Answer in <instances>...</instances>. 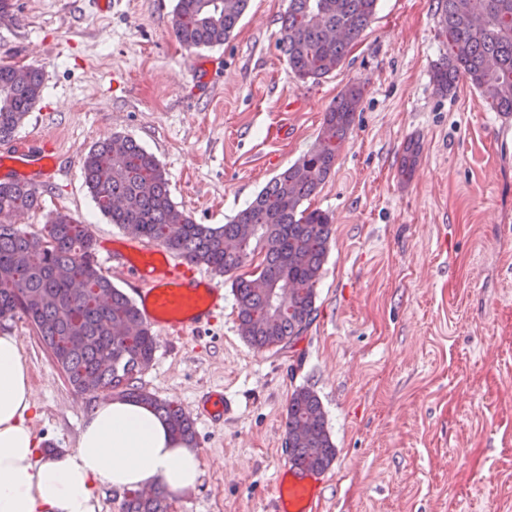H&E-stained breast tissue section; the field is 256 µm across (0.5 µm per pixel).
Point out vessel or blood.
<instances>
[{
	"label": "vessel or blood",
	"instance_id": "obj_1",
	"mask_svg": "<svg viewBox=\"0 0 512 512\" xmlns=\"http://www.w3.org/2000/svg\"><path fill=\"white\" fill-rule=\"evenodd\" d=\"M111 263L136 285L144 322L162 335L197 332L224 307L222 288L206 272L149 242H136L130 254L113 251ZM226 409L223 392L214 391L200 400L196 413L220 424ZM319 501L316 474L291 465L278 470L274 512H316Z\"/></svg>",
	"mask_w": 512,
	"mask_h": 512
}]
</instances>
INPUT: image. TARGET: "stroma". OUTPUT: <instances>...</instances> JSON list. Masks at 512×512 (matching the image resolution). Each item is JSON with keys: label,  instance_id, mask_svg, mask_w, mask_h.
Returning <instances> with one entry per match:
<instances>
[{"label": "stroma", "instance_id": "stroma-1", "mask_svg": "<svg viewBox=\"0 0 512 512\" xmlns=\"http://www.w3.org/2000/svg\"><path fill=\"white\" fill-rule=\"evenodd\" d=\"M13 3L0 64L41 67L44 81L17 135L57 168L16 166L0 143V181H27L41 200L11 222L40 235L69 213L90 224L100 257L129 235L84 183L94 143L133 138L165 169L173 201L218 227L313 146L343 90L364 88L310 200L333 218L311 324L290 347L251 346L218 275L223 312L158 341L138 379L189 414L211 389L229 405L223 425L195 419L202 473L172 495L173 512H268L299 386L319 396L336 445L318 512H512V134L468 83L435 90L440 0H379L336 70L306 84L277 43L288 0H250L230 39L205 49L176 39L175 0H112L105 14L92 0ZM412 141L421 152L407 179ZM4 331L28 362L34 432L74 448L102 395L74 394L25 315Z\"/></svg>", "mask_w": 512, "mask_h": 512}]
</instances>
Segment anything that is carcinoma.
Masks as SVG:
<instances>
[{
  "mask_svg": "<svg viewBox=\"0 0 512 512\" xmlns=\"http://www.w3.org/2000/svg\"><path fill=\"white\" fill-rule=\"evenodd\" d=\"M377 2L288 0L278 45L291 73L314 83L336 70L350 43L369 27ZM441 2L448 52L432 75L436 90L447 94L463 80L494 111L512 114V0ZM248 3L176 0L175 36L188 49L222 46ZM42 90L40 68L27 66L19 80L14 66L0 64V143L13 139ZM362 100L360 85L341 92L325 112L313 147L219 227L198 224L177 206L159 161L132 138L96 142L83 160L84 182L111 223L231 276L241 335L259 349L284 348L313 319L332 233V217L304 201L334 170ZM39 207L29 183L0 182V321L24 314L74 392L134 399L193 446L190 416L136 384L154 359L157 336L95 262L91 225L59 212L46 233L24 235L6 222L16 212ZM286 444L290 463L318 474L336 459L322 403L307 387L290 395ZM169 499L161 484L131 489L122 512H170Z\"/></svg>",
  "mask_w": 512,
  "mask_h": 512,
  "instance_id": "carcinoma-1",
  "label": "carcinoma"
}]
</instances>
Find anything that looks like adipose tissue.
Masks as SVG:
<instances>
[{
  "label": "adipose tissue",
  "instance_id": "adipose-tissue-1",
  "mask_svg": "<svg viewBox=\"0 0 512 512\" xmlns=\"http://www.w3.org/2000/svg\"><path fill=\"white\" fill-rule=\"evenodd\" d=\"M37 403L20 339L0 334V512H96L98 487L156 483L176 492L201 475L196 449L132 399L100 403L75 448L44 461L30 419Z\"/></svg>",
  "mask_w": 512,
  "mask_h": 512
}]
</instances>
